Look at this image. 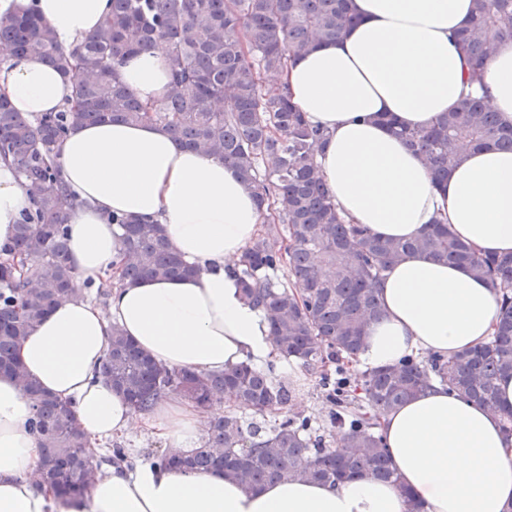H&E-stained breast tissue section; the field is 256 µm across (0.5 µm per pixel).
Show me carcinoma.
Segmentation results:
<instances>
[{"label":"carcinoma","instance_id":"1","mask_svg":"<svg viewBox=\"0 0 512 512\" xmlns=\"http://www.w3.org/2000/svg\"><path fill=\"white\" fill-rule=\"evenodd\" d=\"M473 5V22L455 43L474 64L471 78L477 80L480 67L512 41V0ZM353 21L350 0H110L96 33L65 48L38 16L0 13V61L37 56L74 89L69 106L34 122L0 97V159L11 162L32 194L12 242L0 247V374L13 377L32 400L39 475L56 497L88 491L105 466H135V457L115 442L98 454L96 470H85L88 439L70 409L42 391L17 356L42 316L77 291L63 222L76 201L53 155L79 124L154 121L185 147L238 171L267 214L238 261L242 290L265 310L276 357L319 374L320 392L330 404L328 423L343 436L333 444L312 428L310 417L282 416L292 389L276 378L272 363L265 370L243 363L207 374L170 369L114 325L100 374L135 410L145 413L171 394L207 407L220 393L229 403L224 411H208L199 447L188 454L166 450L154 461L220 471L246 489L288 476L331 484L364 476L395 482L379 430L382 415L436 384L495 407L498 377L512 372V254L479 255L440 221L411 241L384 239L361 224L345 223L314 160L323 131L307 121L282 85L266 79L289 58L340 39ZM157 44L166 49L170 84L159 104L148 105L123 84L118 65ZM226 98L234 100V111H224ZM385 121L419 152L438 185L470 148L512 150V126H502L479 99H464L427 130L400 126L390 116ZM112 223L122 229L119 281L190 272L171 251L161 225L117 217ZM415 251L492 282L500 295L495 332L488 343L449 359L417 355L358 373L367 321L380 313L376 284L390 265ZM19 260L33 267L39 288H26Z\"/></svg>","mask_w":512,"mask_h":512}]
</instances>
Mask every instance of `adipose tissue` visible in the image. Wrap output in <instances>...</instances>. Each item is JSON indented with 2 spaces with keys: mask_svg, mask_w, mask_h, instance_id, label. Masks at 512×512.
<instances>
[{
  "mask_svg": "<svg viewBox=\"0 0 512 512\" xmlns=\"http://www.w3.org/2000/svg\"><path fill=\"white\" fill-rule=\"evenodd\" d=\"M356 24L338 41L288 62L279 79L327 141L315 153L341 215L389 239L419 237L444 217L454 234L482 254L512 253V151L466 152L439 190L419 153L380 120L393 114L426 128L456 108L468 66L452 40L472 13V0H352ZM32 10L72 46L94 34L108 0H0V9ZM124 84L147 104L170 81L165 52L155 46L119 66ZM476 93L512 125V42L483 68ZM0 95L28 118L60 111L73 86L35 56L0 65ZM75 208L67 210L78 285L98 284L119 250L116 216L158 221L176 254L195 272L151 276L114 289L108 308L86 294L56 305L21 343L19 357L42 389L67 404L77 426L106 446L117 433L147 431L168 450L196 442L204 416L172 395L150 412H134L99 375L120 327L160 364L199 373L273 361L262 308L246 302L235 263L256 238L264 215L254 192L223 161L178 147L152 122L75 127L55 150ZM14 166L0 160V244L30 209ZM379 319L367 326L359 359L398 364L412 353L453 357L487 342L498 294L490 281L422 253L405 256L378 288ZM512 410V373L498 382L495 409L434 387L381 419L399 477L336 485L282 479L248 492L218 471H185L145 462L98 473L87 493L56 498L36 490L39 443L30 432L31 400L0 375V512H512V436L502 413Z\"/></svg>",
  "mask_w": 512,
  "mask_h": 512,
  "instance_id": "adipose-tissue-1",
  "label": "adipose tissue"
}]
</instances>
